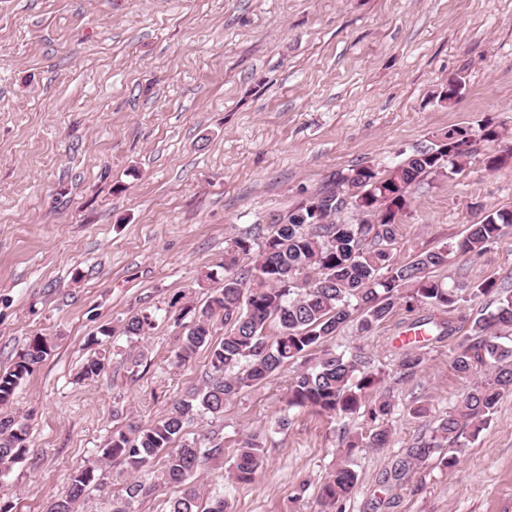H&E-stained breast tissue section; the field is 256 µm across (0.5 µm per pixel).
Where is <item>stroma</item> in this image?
<instances>
[{
  "label": "stroma",
  "instance_id": "stroma-1",
  "mask_svg": "<svg viewBox=\"0 0 512 512\" xmlns=\"http://www.w3.org/2000/svg\"><path fill=\"white\" fill-rule=\"evenodd\" d=\"M463 82L451 104L439 95ZM503 130L458 175L415 183L396 260L462 238L489 212L512 210V0H0V370L36 336L55 347L0 417L26 420L25 458L0 477L11 512H45L71 475L99 459L113 430L148 426L209 369L207 350L178 363L191 317L223 287L211 270L229 239L274 219L349 169L388 174L451 129ZM504 154L488 170L484 158ZM434 276L466 284L512 278V237ZM152 312L144 338L125 321ZM433 308L397 310L368 333L347 323L337 350L385 370L392 443L358 448V481L342 512H512V394L490 425L430 457L403 480L396 463L470 379L430 343L414 375L397 369V339ZM111 328L101 345L91 339ZM143 353L141 366L127 358ZM102 354L98 377L77 381ZM305 360L227 401L221 418L187 420L184 440L216 433L223 458L200 476L226 483L242 441L259 434L256 479L228 491L233 512H319V485L366 433L364 412L290 411ZM423 405L427 416L413 417Z\"/></svg>",
  "mask_w": 512,
  "mask_h": 512
}]
</instances>
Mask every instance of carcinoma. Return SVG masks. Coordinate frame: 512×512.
<instances>
[{
  "label": "carcinoma",
  "mask_w": 512,
  "mask_h": 512,
  "mask_svg": "<svg viewBox=\"0 0 512 512\" xmlns=\"http://www.w3.org/2000/svg\"><path fill=\"white\" fill-rule=\"evenodd\" d=\"M475 149L467 143L444 163L434 148L419 149L383 177L371 166L352 168L335 183L318 191L331 215L351 205L361 211V223L297 224L295 213L275 221L270 234L258 238L235 237L226 250L224 286L213 293L181 337L175 353L179 363L207 349L210 371L201 382L175 401L168 414L142 427L130 424L115 430L102 458L123 465L132 474L144 473L151 480L126 482L124 494L111 503L110 512H133L138 500L162 486L181 487L169 501L168 512H200L202 493L197 484L200 471L224 453L217 439L202 445L182 439L185 421L193 415L219 418L224 403L244 388L256 385L289 362L319 352L313 366L301 371L288 385V398L278 418L281 428L290 422L295 407H310L328 416L349 415L364 410L372 428L345 442V459L320 485V499L331 508L348 496L357 483V473L346 457L356 448H386L392 441L388 424L393 414L391 400L378 394L384 371L366 365L359 353L349 355L327 347L337 330L358 313L357 329L368 333L388 320L398 309L417 306L454 310L480 297H490L492 310L484 309L472 320L463 339L453 350L454 369L470 377L480 374L463 393L457 406L435 421L431 434L410 448L399 460L394 478L403 479L416 465L444 447H462L467 436H476L489 424L500 397L512 391V347L499 342L497 333L512 331V290L496 281L470 288L450 285L428 276V271L448 265V259L480 257L488 247L512 231V210L501 209L471 224L466 236L438 250L422 252L401 264L392 250L398 241L402 207L410 205L409 189L424 176L448 169L459 173V163L471 159ZM251 266L234 269L239 258ZM224 322V338L213 340L215 320ZM276 331L269 332L270 324ZM440 341L453 335L451 322L426 318L409 328ZM153 328L146 312L128 318L124 333L143 336ZM54 344L43 336L33 337L17 354L13 364L0 370V405L9 403L15 390L51 354ZM424 360L422 346H410L397 367L414 374ZM104 370L103 358L95 355L83 364L80 377L91 379ZM29 440L28 425L13 417L0 418V469L8 470L23 459ZM264 446L253 436L238 449L228 479L249 484L263 463ZM162 460L153 470L156 459ZM101 465L93 462L71 475L64 492L52 498L47 512H77L81 501L101 484Z\"/></svg>",
  "instance_id": "cac0c4a2"
}]
</instances>
